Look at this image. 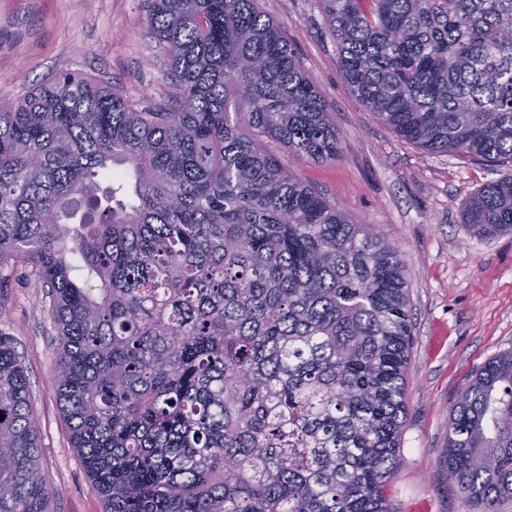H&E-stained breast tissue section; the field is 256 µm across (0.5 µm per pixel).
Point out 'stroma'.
I'll list each match as a JSON object with an SVG mask.
<instances>
[{
	"instance_id": "obj_1",
	"label": "stroma",
	"mask_w": 512,
	"mask_h": 512,
	"mask_svg": "<svg viewBox=\"0 0 512 512\" xmlns=\"http://www.w3.org/2000/svg\"><path fill=\"white\" fill-rule=\"evenodd\" d=\"M296 48L342 135L332 163L294 159L292 174L374 225L404 260L411 298L402 461L391 512H482L440 466L449 414L469 376L512 351V233L473 235L469 197L512 175V163L430 153L398 137L352 96L319 0H259ZM147 0H0V96L19 99L62 72H81L145 104L167 100L164 54L145 25ZM33 267L0 272V335L17 350L37 422L51 512H102L56 401V327Z\"/></svg>"
}]
</instances>
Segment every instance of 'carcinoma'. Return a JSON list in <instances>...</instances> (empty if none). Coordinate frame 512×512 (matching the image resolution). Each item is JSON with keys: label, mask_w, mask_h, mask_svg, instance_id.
<instances>
[{"label": "carcinoma", "mask_w": 512, "mask_h": 512, "mask_svg": "<svg viewBox=\"0 0 512 512\" xmlns=\"http://www.w3.org/2000/svg\"><path fill=\"white\" fill-rule=\"evenodd\" d=\"M356 100L431 153L512 161V0H320ZM172 91L61 73L0 98V268L48 288L54 385L104 512H390L410 295L397 250L292 176L340 131L258 0H148ZM79 221L73 225L69 221ZM512 230V177L468 200ZM0 512H50L25 369L0 336ZM441 466L512 499V352L477 369Z\"/></svg>", "instance_id": "obj_1"}]
</instances>
